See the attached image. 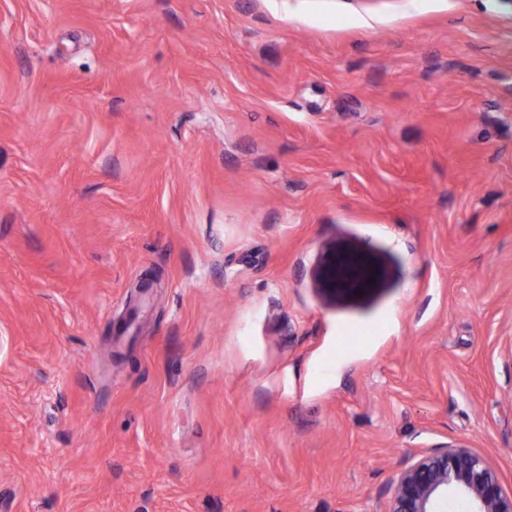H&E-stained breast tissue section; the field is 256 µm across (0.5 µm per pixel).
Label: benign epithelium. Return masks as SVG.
Returning a JSON list of instances; mask_svg holds the SVG:
<instances>
[{
    "instance_id": "obj_1",
    "label": "benign epithelium",
    "mask_w": 512,
    "mask_h": 512,
    "mask_svg": "<svg viewBox=\"0 0 512 512\" xmlns=\"http://www.w3.org/2000/svg\"><path fill=\"white\" fill-rule=\"evenodd\" d=\"M364 281L367 267L357 258L338 264ZM463 501L468 512H512L507 492L487 460L461 442L446 443L401 469L393 478L383 512H447L448 497Z\"/></svg>"
}]
</instances>
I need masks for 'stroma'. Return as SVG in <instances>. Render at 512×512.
Listing matches in <instances>:
<instances>
[{"label": "stroma", "mask_w": 512, "mask_h": 512, "mask_svg": "<svg viewBox=\"0 0 512 512\" xmlns=\"http://www.w3.org/2000/svg\"><path fill=\"white\" fill-rule=\"evenodd\" d=\"M455 441L512 488V9L0 0V512H383Z\"/></svg>", "instance_id": "35a3bbf8"}]
</instances>
